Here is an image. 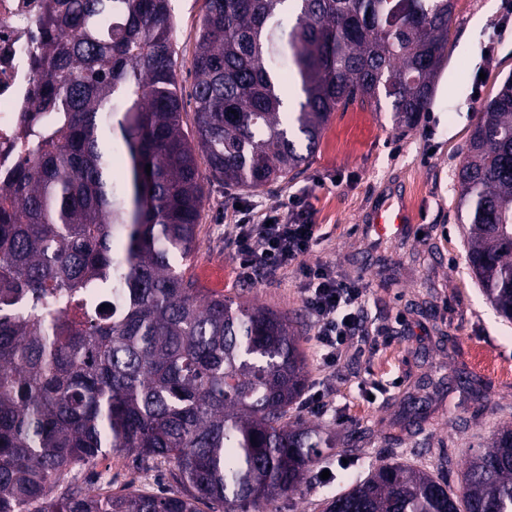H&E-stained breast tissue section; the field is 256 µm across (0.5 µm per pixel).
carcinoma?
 <instances>
[{"mask_svg":"<svg viewBox=\"0 0 512 512\" xmlns=\"http://www.w3.org/2000/svg\"><path fill=\"white\" fill-rule=\"evenodd\" d=\"M452 11L205 0L190 140L170 0H43L31 149L0 175V512H249L312 480L336 441L290 420L307 386L296 325L186 277L204 204L196 155L225 188L258 191L294 178L356 101L413 130ZM458 181L469 270L512 323V77L481 105ZM110 293L120 302L104 309ZM110 452L172 464L174 487L102 496L69 479ZM324 512H512V423L471 453L459 496L393 461Z\"/></svg>","mask_w":512,"mask_h":512,"instance_id":"1","label":"carcinoma"}]
</instances>
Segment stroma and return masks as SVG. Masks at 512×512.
I'll list each match as a JSON object with an SVG mask.
<instances>
[{"instance_id":"35a3bbf8","label":"stroma","mask_w":512,"mask_h":512,"mask_svg":"<svg viewBox=\"0 0 512 512\" xmlns=\"http://www.w3.org/2000/svg\"><path fill=\"white\" fill-rule=\"evenodd\" d=\"M204 0H171L177 79L192 92V59ZM512 75V16L501 0H455L448 60L434 101L413 130H393L387 113L352 104L330 116L303 172L288 183L229 194L204 182V207L191 273L206 295L303 316L301 349L309 388L327 391L334 408L304 421L331 432L347 465L331 480L314 479L267 512H323L336 492L384 462L401 461L447 476L459 490L470 449L512 421V323L486 302L467 268L457 218V172L478 110ZM307 194L323 236L307 260L369 285L359 349L338 368L320 367L315 323L306 314L294 270L238 277L224 239L237 205L269 210ZM405 209L404 231L382 238L371 228L381 206ZM165 462L134 469L130 456L110 454L73 473L105 494L160 493Z\"/></svg>"}]
</instances>
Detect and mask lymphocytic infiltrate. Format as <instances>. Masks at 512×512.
Segmentation results:
<instances>
[{"label": "lymphocytic infiltrate", "mask_w": 512, "mask_h": 512, "mask_svg": "<svg viewBox=\"0 0 512 512\" xmlns=\"http://www.w3.org/2000/svg\"><path fill=\"white\" fill-rule=\"evenodd\" d=\"M226 238L244 280L295 269L302 300L316 326L315 355L322 366H338L343 352L360 336L368 289L362 281L338 277L328 265L307 263L320 240L307 197L291 195L270 211L238 210Z\"/></svg>", "instance_id": "obj_1"}]
</instances>
